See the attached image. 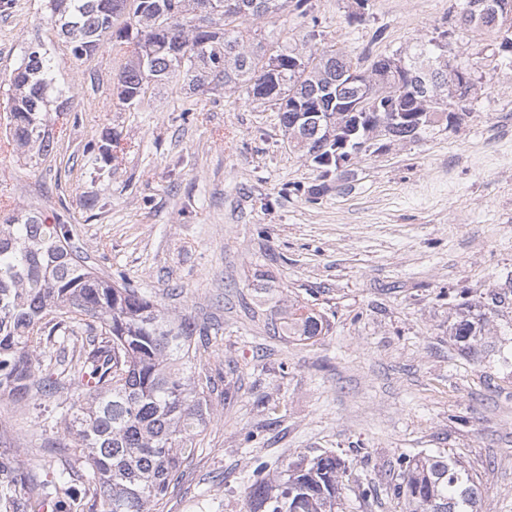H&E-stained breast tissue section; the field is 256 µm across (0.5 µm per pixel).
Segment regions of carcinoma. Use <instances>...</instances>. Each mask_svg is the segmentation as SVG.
Listing matches in <instances>:
<instances>
[{"label":"carcinoma","instance_id":"cac0c4a2","mask_svg":"<svg viewBox=\"0 0 512 512\" xmlns=\"http://www.w3.org/2000/svg\"><path fill=\"white\" fill-rule=\"evenodd\" d=\"M309 0H43L72 56L83 61L103 42L125 50L116 83L118 105L136 108L151 89L180 78L195 94L239 89L278 113L288 146L309 160L322 179L341 176L367 133L389 120L384 104L344 120L336 111L352 89H327L346 72L350 55L314 45L273 46L256 37L249 20L284 13L304 17ZM10 121L6 147L48 156L62 136L50 129L46 107L67 99L54 86L53 66L41 41H32L9 75ZM319 108V124L292 108L295 100ZM395 142L416 139L444 120L448 108L421 117L404 96ZM127 146L108 135L91 160L98 177L112 176V161ZM324 316L293 301L280 328L305 344L328 332ZM483 324L464 315L449 328L462 351L477 353ZM82 337L66 377L75 394L43 421L62 433L57 447L72 448L86 473L77 498H92L89 512H151L168 493L193 444L210 422L211 403L197 371L192 339L208 327L175 315L144 292L87 264L66 224H46L39 213L0 215V398L14 402L39 385L41 333ZM399 478L385 487L402 512H479L481 482L451 456L399 458ZM356 464L331 451L298 455L275 471H253L246 512H342L345 479ZM64 505L45 484L33 482L13 457L0 453V512H38Z\"/></svg>","mask_w":512,"mask_h":512}]
</instances>
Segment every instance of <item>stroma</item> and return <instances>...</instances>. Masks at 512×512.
Wrapping results in <instances>:
<instances>
[{
    "instance_id": "obj_1",
    "label": "stroma",
    "mask_w": 512,
    "mask_h": 512,
    "mask_svg": "<svg viewBox=\"0 0 512 512\" xmlns=\"http://www.w3.org/2000/svg\"><path fill=\"white\" fill-rule=\"evenodd\" d=\"M457 4L369 0L352 23L346 0H310L306 17L254 21L259 37L298 45L315 33L360 59L442 40L478 84L454 128L361 154L314 202L317 172L276 112L230 91L195 99L178 79L118 110L111 44L82 64L42 0L0 9V78L38 39L70 98L57 154L31 163L0 148V209L71 224L90 265L210 328L194 345L211 422L152 512H244L258 463L325 450L375 484L400 456L449 454L479 478L482 512H512V65L460 26ZM111 133L132 147L111 178L92 179L90 153ZM86 197L97 207L80 208ZM492 293L507 299L477 355H463L449 327ZM292 299L325 316L326 336L288 341L278 311ZM71 393L0 400V449L35 479L69 454L38 424Z\"/></svg>"
}]
</instances>
